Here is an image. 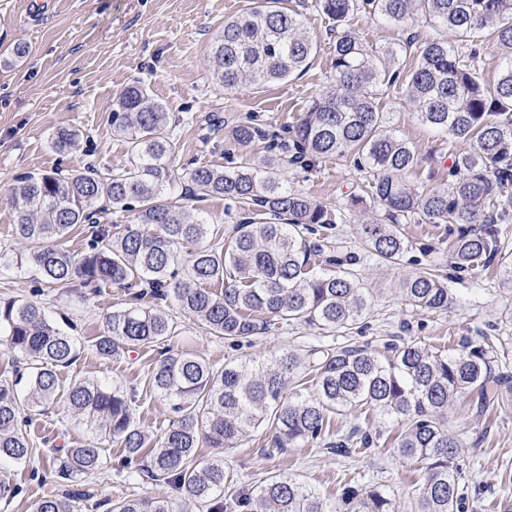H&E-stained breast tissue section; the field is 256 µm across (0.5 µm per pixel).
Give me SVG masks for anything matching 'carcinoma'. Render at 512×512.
I'll use <instances>...</instances> for the list:
<instances>
[{"instance_id":"obj_1","label":"carcinoma","mask_w":512,"mask_h":512,"mask_svg":"<svg viewBox=\"0 0 512 512\" xmlns=\"http://www.w3.org/2000/svg\"><path fill=\"white\" fill-rule=\"evenodd\" d=\"M265 0L224 21L213 44V78L227 88L265 86L302 73L317 53V41L301 14ZM314 8L336 22L329 84L308 110L281 126L273 141L278 156L261 164L243 159L224 169L197 166L186 173L185 193L174 196L179 178L172 164V118L146 88L128 87L112 113V131L128 145L124 167L100 176L29 172L17 178L12 200L20 249H0V273L35 269L48 287L83 297L112 284L145 285L106 317L95 353L106 361L121 353L157 348L148 369L152 389L169 399L173 418L153 434L134 421V397L103 377H77L69 405L95 433V440L70 448L56 467L54 490L34 500L30 512H77L92 497L87 482L105 465L99 441L123 448L114 468L128 481L145 473L184 493L122 496L109 512H329L304 483L288 477L265 480L256 494L233 490L224 452L250 430L271 427L285 448L321 441L334 448L332 415L346 409H381L401 420L398 452L422 464L419 512H462L466 485L464 442L448 434V405L466 394L483 400L494 367L512 364V349L497 336L433 352L417 343L390 344V354L365 346H324L307 358L284 351L265 362L224 365L192 352L163 349L181 335L173 317L145 301L173 298L209 333L229 342L305 323L328 333L358 324L374 304L359 278L358 255L336 235L347 207L313 200L281 179L279 169L304 171L345 157L365 174L366 193L384 218L362 225V250L369 258L401 264L410 248L401 224H446L452 237L449 267L473 274L499 267L512 288V0H314ZM380 16L403 26L421 16L436 29L420 42L411 34L398 46L373 47L343 23L352 14ZM464 41L448 42L447 32ZM499 46L497 77L479 75L478 42ZM389 91L406 93L421 121L446 132L461 147L448 151V183L426 188L412 177L422 158L389 125L378 106ZM265 131L250 120L232 122L231 137L245 147ZM52 148L69 152L79 133L58 127ZM224 199V211L241 218L223 230L211 227L199 209L182 199ZM108 206L132 213L113 234L95 215ZM90 225L87 248L74 253L66 238ZM210 239L181 258L182 248ZM220 289H214V285ZM406 304L426 312L448 309V278L427 264L401 282ZM25 371L0 379V463L28 466L33 446L23 425L25 411L49 403L57 369L78 357L77 338L46 317L38 301L0 298V338ZM316 392L306 393L308 380ZM216 449L198 457L200 443ZM20 493L11 471L0 467V503ZM380 490L344 488L336 512H391Z\"/></svg>"}]
</instances>
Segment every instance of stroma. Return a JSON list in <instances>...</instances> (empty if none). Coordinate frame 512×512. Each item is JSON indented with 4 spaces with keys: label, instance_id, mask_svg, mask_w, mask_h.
<instances>
[{
    "label": "stroma",
    "instance_id": "1",
    "mask_svg": "<svg viewBox=\"0 0 512 512\" xmlns=\"http://www.w3.org/2000/svg\"><path fill=\"white\" fill-rule=\"evenodd\" d=\"M253 4L254 0H0V248L17 245L11 191L18 175L57 169L104 172L124 163L127 144L112 133V111L120 94L133 84L146 87L171 112L177 167L221 169L232 156L255 163L269 157L268 140L260 138L239 147L225 139L223 129L210 127L208 119L254 115L276 128L299 117L332 70L333 22L314 9L312 0H290V8L301 12L318 39V51L308 69L279 85L227 89L213 79L208 59L225 19ZM348 24L376 46L400 42L411 30L422 40L434 34L423 21L410 30L357 14ZM20 43L28 46L29 53L18 59L13 48ZM379 105L399 136L423 157L420 182L428 187L447 182L450 137L422 123L403 93H385ZM61 126L82 135L79 147L66 154L50 146L51 132ZM281 176L311 198L340 206H345L350 193L360 192L365 181L351 163L338 158L323 161L309 172L285 169ZM401 230L414 248L427 250L428 262L447 275L452 301L446 311L428 313L402 301L399 284L416 272V265L406 262L393 267L370 261L361 263L360 273L375 306L361 327L344 336H324L314 327L296 323L233 344L211 336L201 321L167 301L164 309L182 330L175 349L224 363L261 360L284 348L301 355L313 345L369 343L379 349L387 343L418 342L432 349L454 347L466 339L476 343L484 336H499L512 344V288L498 273L487 269L453 277L445 225L405 224ZM123 298V291L112 287L84 301L51 290L42 294L55 321L73 323L72 334L81 350L71 367L60 370L54 400L27 428L36 455L57 457L90 441L91 432L67 403L69 386L78 374L108 376L135 395L134 413L146 429L155 432L168 424L169 400L146 381L156 351L104 361L93 348L95 338L106 328L107 314ZM502 389L492 406L479 407L476 398L464 396L448 410L449 433L465 439L467 512H501L503 497L512 493V381ZM334 426L340 438L355 428L369 435V450L339 456L320 443L279 448L272 429L261 428L246 434L227 456L236 470L237 489L250 492L268 477L290 476L314 488L332 508L339 504L346 480L354 476L360 488L384 491L393 512H417L421 471L394 446L398 421L380 410L346 412L335 417ZM121 454L119 443L104 441L108 464L94 478L99 493L115 498L162 493V486L145 477L131 484L122 481L114 469Z\"/></svg>",
    "mask_w": 512,
    "mask_h": 512
}]
</instances>
